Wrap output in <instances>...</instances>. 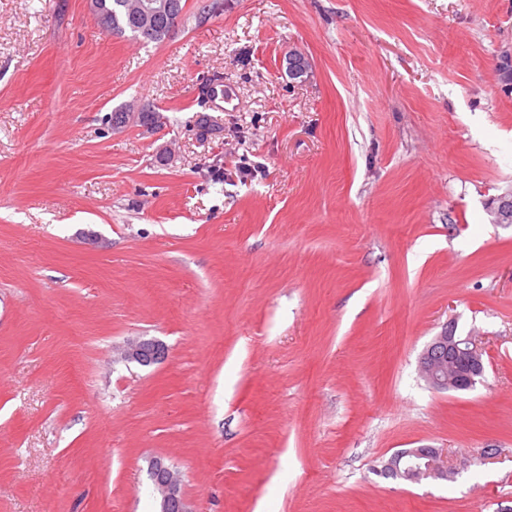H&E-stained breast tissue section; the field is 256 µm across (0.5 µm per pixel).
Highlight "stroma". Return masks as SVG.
<instances>
[{
    "label": "stroma",
    "mask_w": 512,
    "mask_h": 512,
    "mask_svg": "<svg viewBox=\"0 0 512 512\" xmlns=\"http://www.w3.org/2000/svg\"><path fill=\"white\" fill-rule=\"evenodd\" d=\"M507 57L512 0H186L149 44L0 0V512H158L156 458L191 512L512 508ZM451 322L468 391L419 371ZM420 447L496 454L381 476ZM122 354L126 361L150 366L166 358L167 348L156 339H137L128 343ZM495 449L483 448L479 456L464 459L450 457L448 450L440 448H406L394 453L384 464L385 474L396 479L421 483L426 480L454 479L460 468L468 467L475 459L485 462L493 458Z\"/></svg>",
    "instance_id": "1"
}]
</instances>
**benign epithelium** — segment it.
Masks as SVG:
<instances>
[{"instance_id":"1","label":"benign epithelium","mask_w":512,"mask_h":512,"mask_svg":"<svg viewBox=\"0 0 512 512\" xmlns=\"http://www.w3.org/2000/svg\"><path fill=\"white\" fill-rule=\"evenodd\" d=\"M164 17L168 32L179 23L180 12L175 0H150L142 9L140 34L149 39L154 34L155 20ZM512 199L503 196L498 202H489L487 209L497 224H511L512 210L505 204ZM482 342L471 334L457 333V326L449 324L434 337L420 356V369L425 380L436 390L467 391L483 369ZM166 346L156 339H137L123 350V359L141 366H150L164 360ZM497 452L485 448L475 458L454 460L450 452L440 448H406L394 453L384 464L385 474L396 479L420 483L426 480L454 478L460 469L475 461L484 462ZM150 478L160 498L159 512H191L182 492L180 479L161 458L151 461Z\"/></svg>"}]
</instances>
